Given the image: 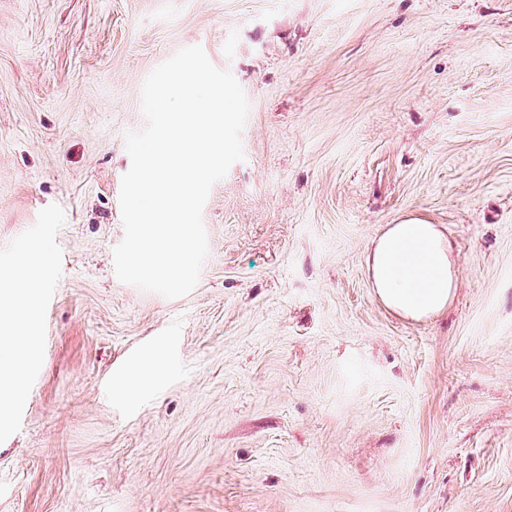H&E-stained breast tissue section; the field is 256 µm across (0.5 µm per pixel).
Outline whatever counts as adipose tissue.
I'll return each instance as SVG.
<instances>
[{
    "instance_id": "1",
    "label": "adipose tissue",
    "mask_w": 512,
    "mask_h": 512,
    "mask_svg": "<svg viewBox=\"0 0 512 512\" xmlns=\"http://www.w3.org/2000/svg\"><path fill=\"white\" fill-rule=\"evenodd\" d=\"M367 266L383 305L410 320L443 312L461 285L447 228L420 219L388 225L373 239ZM35 290V270L29 263L8 280L0 279V414L19 392L37 350L31 308Z\"/></svg>"
}]
</instances>
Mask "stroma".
Here are the masks:
<instances>
[{"label":"stroma","mask_w":512,"mask_h":512,"mask_svg":"<svg viewBox=\"0 0 512 512\" xmlns=\"http://www.w3.org/2000/svg\"><path fill=\"white\" fill-rule=\"evenodd\" d=\"M194 45L245 158L168 299L113 251L143 84ZM412 218L462 276L420 321L366 264ZM25 260L59 271L0 512H512V0H0V275ZM158 378L159 371L153 363L139 362L128 371L123 382L122 394L133 400L153 385Z\"/></svg>","instance_id":"35a3bbf8"}]
</instances>
